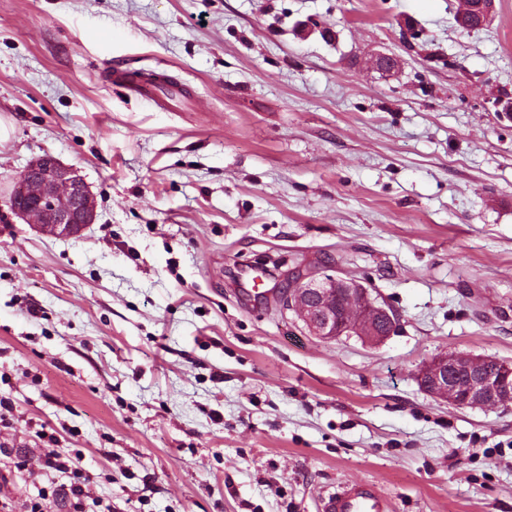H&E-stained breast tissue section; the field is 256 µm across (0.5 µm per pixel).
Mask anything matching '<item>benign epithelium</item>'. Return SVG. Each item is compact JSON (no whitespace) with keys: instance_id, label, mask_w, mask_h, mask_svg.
Segmentation results:
<instances>
[{"instance_id":"benign-epithelium-1","label":"benign epithelium","mask_w":512,"mask_h":512,"mask_svg":"<svg viewBox=\"0 0 512 512\" xmlns=\"http://www.w3.org/2000/svg\"><path fill=\"white\" fill-rule=\"evenodd\" d=\"M21 198L8 195L0 204L28 224H34L51 237L71 238L79 235L97 219L95 196L81 170L66 165L52 155L33 158L21 173ZM338 288H354L361 304L357 321L348 324L336 320L332 299ZM282 305L293 311L307 330L323 340H335L360 331L361 322L372 314L380 320L394 321L390 308L377 304L355 280L334 276L310 277L295 283L288 281L278 292ZM481 359L444 354L420 370L418 380L429 394L455 406L487 409L490 404L512 403V365L503 363L499 375L492 376L475 370ZM470 372L469 384L457 393L453 376L460 368Z\"/></svg>"}]
</instances>
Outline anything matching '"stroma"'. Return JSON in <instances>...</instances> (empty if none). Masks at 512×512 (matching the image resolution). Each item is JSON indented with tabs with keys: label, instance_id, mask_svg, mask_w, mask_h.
Masks as SVG:
<instances>
[{
	"label": "stroma",
	"instance_id": "obj_1",
	"mask_svg": "<svg viewBox=\"0 0 512 512\" xmlns=\"http://www.w3.org/2000/svg\"><path fill=\"white\" fill-rule=\"evenodd\" d=\"M0 0V195L35 156L98 219L56 239L0 207V512H512V406L420 369L512 364V0ZM397 58L391 71L374 55ZM121 68L183 83L163 112ZM359 281L398 317L325 341L276 302ZM481 360L453 352L444 354L423 366L418 380L429 394L455 406L487 409L500 404L511 405L512 365L484 358L480 369L485 373L494 374L498 365L501 366L499 375L492 376L473 371ZM461 367L470 373L469 384L463 394L457 393L453 383V376ZM492 403L495 405H490ZM46 449L47 453L45 454L44 467L52 471L69 474V493L73 500V511L82 512L83 497L86 493V484L89 481V475L84 472L80 464V459L76 458L73 460L69 458L67 461H64L63 458L55 452L54 448ZM325 512H388V504L372 483L346 482L328 497Z\"/></svg>",
	"mask_w": 512,
	"mask_h": 512
}]
</instances>
